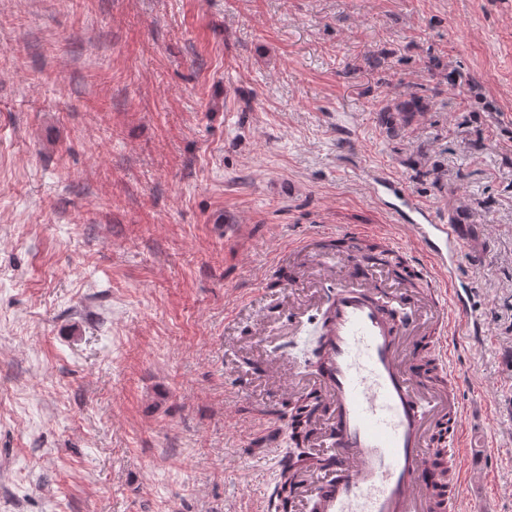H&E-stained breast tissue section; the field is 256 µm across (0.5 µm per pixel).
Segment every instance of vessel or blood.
Here are the masks:
<instances>
[{"mask_svg": "<svg viewBox=\"0 0 512 512\" xmlns=\"http://www.w3.org/2000/svg\"><path fill=\"white\" fill-rule=\"evenodd\" d=\"M372 196L393 213L420 255L416 268L431 287L393 288L373 272L385 254L368 257L361 235L346 237L350 255L328 270L317 300L293 306L288 323L310 311L325 321L320 357L311 375L328 412L320 441L329 450L328 475L314 481L308 512H458L474 483L470 454L477 442L456 392L450 338L483 340L474 313L475 290L458 267L465 257L459 227L414 197L383 170L369 176ZM316 232L290 243L288 257L319 261ZM449 443L448 469L432 465L438 442Z\"/></svg>", "mask_w": 512, "mask_h": 512, "instance_id": "obj_1", "label": "vessel or blood"}]
</instances>
